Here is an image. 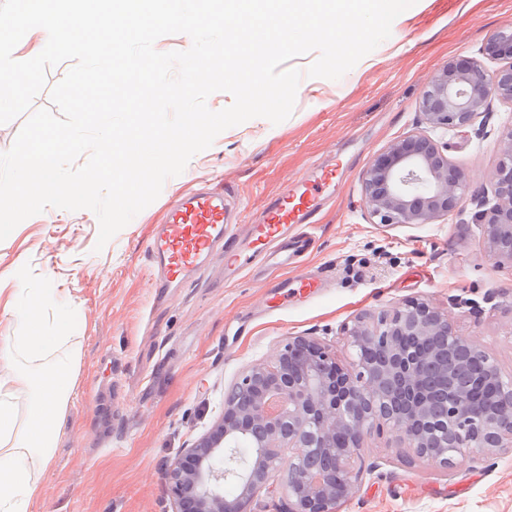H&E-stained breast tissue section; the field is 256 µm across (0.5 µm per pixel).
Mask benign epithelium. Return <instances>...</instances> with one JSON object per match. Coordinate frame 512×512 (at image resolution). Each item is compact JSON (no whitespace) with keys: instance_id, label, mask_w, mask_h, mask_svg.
Listing matches in <instances>:
<instances>
[{"instance_id":"7a95c632","label":"benign epithelium","mask_w":512,"mask_h":512,"mask_svg":"<svg viewBox=\"0 0 512 512\" xmlns=\"http://www.w3.org/2000/svg\"><path fill=\"white\" fill-rule=\"evenodd\" d=\"M483 56L451 60L427 85L413 134L390 144L362 176L375 224H437L459 208L467 182L439 134L487 118L493 100L512 105V26ZM488 195L476 199L489 255L512 268V126L501 133ZM356 352L342 366L314 336H295L270 362L247 367L224 394V411L170 465L177 512H245L288 452L290 512H338L352 495L366 433L388 426L416 456L452 467L512 450V378L504 377L449 312L410 300L344 328ZM246 444L248 452L239 455ZM237 494L224 495V483Z\"/></svg>"}]
</instances>
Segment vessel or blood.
<instances>
[{"mask_svg": "<svg viewBox=\"0 0 512 512\" xmlns=\"http://www.w3.org/2000/svg\"><path fill=\"white\" fill-rule=\"evenodd\" d=\"M335 181V167L317 169L255 215L242 238L227 232L231 214L223 191L202 188L178 198L150 245L159 287L185 281L218 251L224 254L225 275L236 277L248 264L281 247L291 228L312 223L321 196Z\"/></svg>", "mask_w": 512, "mask_h": 512, "instance_id": "vessel-or-blood-1", "label": "vessel or blood"}]
</instances>
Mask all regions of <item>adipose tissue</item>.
I'll use <instances>...</instances> for the list:
<instances>
[{"mask_svg":"<svg viewBox=\"0 0 512 512\" xmlns=\"http://www.w3.org/2000/svg\"><path fill=\"white\" fill-rule=\"evenodd\" d=\"M14 296L0 311L8 320L0 335V365L12 369L0 377V512H32L64 433L80 349L49 333V310H56L59 328L69 321L54 289L20 285Z\"/></svg>","mask_w":512,"mask_h":512,"instance_id":"adipose-tissue-1","label":"adipose tissue"}]
</instances>
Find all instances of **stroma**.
I'll return each mask as SVG.
<instances>
[{
	"label": "stroma",
	"mask_w": 512,
	"mask_h": 512,
	"mask_svg": "<svg viewBox=\"0 0 512 512\" xmlns=\"http://www.w3.org/2000/svg\"><path fill=\"white\" fill-rule=\"evenodd\" d=\"M510 25L512 0H417L341 79L305 76L288 119L257 117L220 133L103 250L86 209L47 208L0 241V271L56 289L82 353L68 429L32 512H175L165 471L222 413L243 369L294 336L323 339L349 365L344 326L409 299L450 312L458 334L479 339L512 377V268L495 264L472 221L512 106L492 101L483 132L449 131L448 157L467 187L442 223H371L362 194L373 158L415 131L429 81L449 60L481 58L488 38ZM333 163L336 184L300 268L260 263L232 281L216 256L156 291L148 244L173 196L223 178L245 225L286 186ZM301 268L320 288L280 297L279 284ZM354 466L362 475L340 512H512V453L444 468L386 428L365 435Z\"/></svg>",
	"instance_id": "stroma-1"
}]
</instances>
